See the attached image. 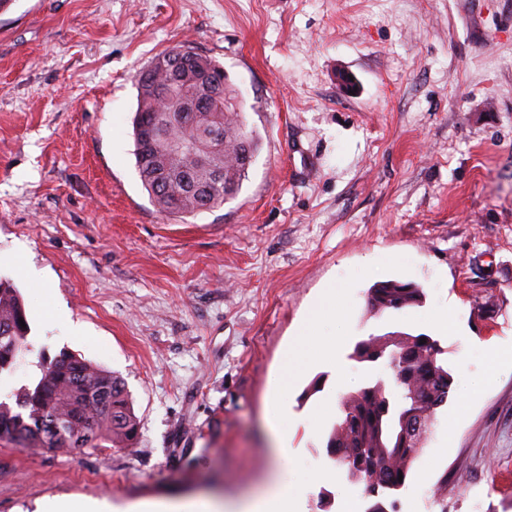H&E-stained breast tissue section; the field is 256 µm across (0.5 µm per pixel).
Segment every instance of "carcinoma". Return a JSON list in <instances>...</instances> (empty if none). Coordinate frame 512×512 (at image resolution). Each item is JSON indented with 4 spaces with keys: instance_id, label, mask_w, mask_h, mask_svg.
<instances>
[{
    "instance_id": "obj_1",
    "label": "carcinoma",
    "mask_w": 512,
    "mask_h": 512,
    "mask_svg": "<svg viewBox=\"0 0 512 512\" xmlns=\"http://www.w3.org/2000/svg\"><path fill=\"white\" fill-rule=\"evenodd\" d=\"M162 53L138 72L137 109L132 119L136 169L143 187L159 212L177 217L212 211L237 196L260 147L249 126L245 105L235 86L224 80V68L207 70L205 77L219 94L194 88L193 95L212 100L204 110H174L177 92L196 77L177 71ZM162 121L157 153L144 149L143 120ZM170 141L193 149L168 155ZM248 153L249 162L242 160ZM224 169L222 184L209 193L194 187L212 182L206 161ZM422 288L414 283L378 282L368 290L374 313L402 311L422 303ZM17 288L0 278V372L11 368L18 355L30 351V328ZM426 343H420V340ZM444 350L430 336L406 332L370 335L351 354L358 362L385 361L393 370V385L378 379L343 397L341 417L332 427L326 449L331 460L346 468L372 499L366 512H386L384 500L405 486L421 448L417 436L404 441L400 428L410 419L432 428L447 403L453 384ZM41 376L34 387L24 386L14 404L0 401V445L22 448H127L138 435L132 401L122 380L89 361L62 351L39 361Z\"/></svg>"
}]
</instances>
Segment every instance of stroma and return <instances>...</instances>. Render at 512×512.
<instances>
[{"mask_svg":"<svg viewBox=\"0 0 512 512\" xmlns=\"http://www.w3.org/2000/svg\"><path fill=\"white\" fill-rule=\"evenodd\" d=\"M177 44L223 66L261 137L237 197L185 219L151 202L132 138L135 76ZM0 277L33 346L0 394L66 350L120 377L139 421L129 449L0 447V512L236 503L282 470L304 512H364L326 441L342 394L390 380L350 357L390 331L439 340L454 393L388 512H512V0H12ZM382 280L423 304L370 313ZM320 340L336 360L301 370L279 456L283 353Z\"/></svg>","mask_w":512,"mask_h":512,"instance_id":"1","label":"stroma"}]
</instances>
